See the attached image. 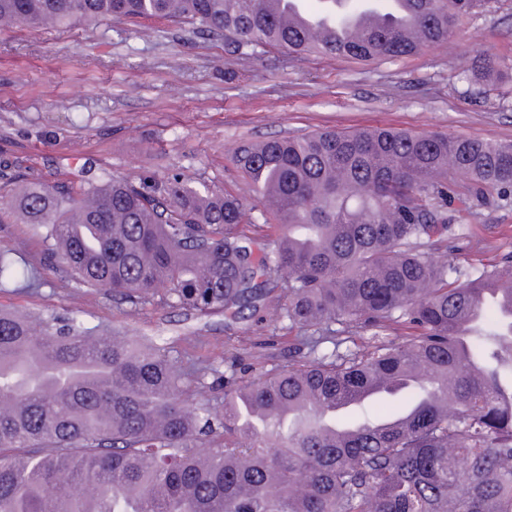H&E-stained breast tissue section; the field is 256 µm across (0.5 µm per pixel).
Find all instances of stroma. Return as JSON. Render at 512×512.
I'll return each instance as SVG.
<instances>
[{"mask_svg": "<svg viewBox=\"0 0 512 512\" xmlns=\"http://www.w3.org/2000/svg\"><path fill=\"white\" fill-rule=\"evenodd\" d=\"M483 52L512 63V0L477 10L448 42L368 64L281 52L234 60L223 43L163 22L0 27V165L77 179L180 172L248 198L233 162L246 141L387 126L512 142V79L487 92L456 78ZM456 219L460 246L487 261L512 254L511 204L490 200ZM0 252L25 273L0 284V306L134 340L160 333L191 364L237 354L252 376L288 362L275 306L229 328L220 315L134 310L48 270L26 224L0 223Z\"/></svg>", "mask_w": 512, "mask_h": 512, "instance_id": "35a3bbf8", "label": "stroma"}]
</instances>
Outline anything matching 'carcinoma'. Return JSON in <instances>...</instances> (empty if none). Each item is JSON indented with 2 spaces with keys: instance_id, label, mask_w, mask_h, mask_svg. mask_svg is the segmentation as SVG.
<instances>
[{
  "instance_id": "obj_1",
  "label": "carcinoma",
  "mask_w": 512,
  "mask_h": 512,
  "mask_svg": "<svg viewBox=\"0 0 512 512\" xmlns=\"http://www.w3.org/2000/svg\"><path fill=\"white\" fill-rule=\"evenodd\" d=\"M299 0H0V26L188 25L231 59L270 51L397 60L491 0H408L351 38L288 19ZM508 75L496 54L458 73ZM254 206L181 173L48 179L0 170V223L44 233L47 266L136 309L238 321L270 292L297 332L289 364L234 383L151 339L0 310V512H512V256L448 260V206L512 201V143L388 128L242 144ZM469 183L468 195L456 179ZM286 270L288 282L275 275ZM399 412L347 423L369 391Z\"/></svg>"
}]
</instances>
